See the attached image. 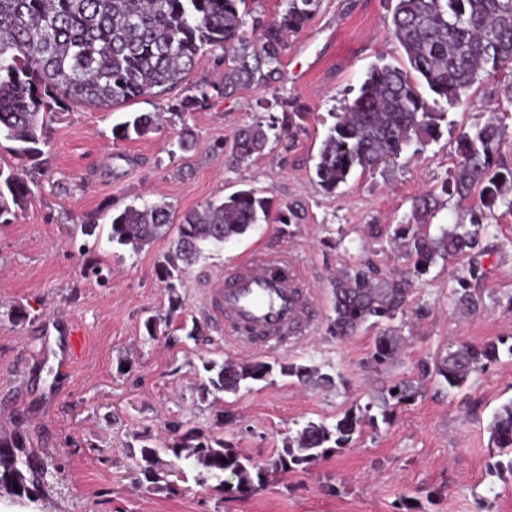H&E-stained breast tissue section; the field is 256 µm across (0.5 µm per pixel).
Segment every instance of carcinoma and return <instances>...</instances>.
Masks as SVG:
<instances>
[{
    "label": "carcinoma",
    "mask_w": 512,
    "mask_h": 512,
    "mask_svg": "<svg viewBox=\"0 0 512 512\" xmlns=\"http://www.w3.org/2000/svg\"><path fill=\"white\" fill-rule=\"evenodd\" d=\"M390 32L406 53L409 68L375 64L367 72L358 95L333 113L315 165L319 185L327 192L346 183L357 169L374 171L395 162L413 145L438 135L447 117L441 104L458 105L462 96L484 75L507 71L512 82V0H394ZM246 0H0V136L20 143L16 153L40 160L38 145L48 119L72 103L114 107L144 96L167 92L185 80L198 58L221 51L224 75L216 83L201 84L170 106L175 112L203 108L214 96L266 83L279 73L288 38L299 33L317 12L320 0H280L281 10L267 21L251 17ZM424 85L434 95L419 91ZM300 112L268 115L265 122L239 130L233 154L248 162L275 138L292 135ZM155 117L129 113L112 134L120 140L143 137L154 129ZM503 132L491 123L461 131L456 151L460 167L452 187L463 198L478 191L481 207L471 211L470 224L482 227L499 203L512 207V168L497 162ZM32 191L28 178L0 168V219L24 208ZM272 200L253 189L239 190L219 202H208L172 224L165 205L128 206L112 215L110 240L137 252L168 231L176 230L172 251L159 266L164 280L180 267L190 266L203 246H220L244 235L258 221L268 219ZM433 207L423 199L413 206V223L399 226L395 238L405 241L413 257V274L423 276L437 259L465 256L479 247L478 233L456 224L431 237L419 231ZM457 273L460 289L455 304L469 305L466 276ZM333 317L330 333L346 338L369 320L392 324L403 314L407 280L378 278L373 268L346 270L331 282ZM398 337L388 330L376 338L371 359L383 364L395 354ZM495 343L459 344L429 371L450 388H461L468 377L496 359ZM212 373L201 384L202 401L219 393H234L242 383L262 381L271 372L266 362L236 364L209 361ZM280 373L299 381L333 379L306 365L280 366ZM382 416L390 414L416 393L406 381L391 387ZM372 415L346 413L332 427L306 423L297 436L264 464H255L224 443L194 429L173 428L161 445L144 444L135 458L136 480L152 491L177 495L186 475L175 466L160 464V453L189 461L199 485L212 484L220 492L255 491L270 472L305 469L312 461L348 443ZM490 440L499 452L512 453V400L501 405L488 424ZM230 472L236 484L224 482ZM51 474L48 464L29 448L20 434L0 437V493L10 497L39 491Z\"/></svg>",
    "instance_id": "1"
}]
</instances>
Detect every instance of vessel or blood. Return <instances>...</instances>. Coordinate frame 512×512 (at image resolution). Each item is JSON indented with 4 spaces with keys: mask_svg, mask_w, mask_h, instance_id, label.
Instances as JSON below:
<instances>
[{
    "mask_svg": "<svg viewBox=\"0 0 512 512\" xmlns=\"http://www.w3.org/2000/svg\"><path fill=\"white\" fill-rule=\"evenodd\" d=\"M206 308L234 345L263 351L307 333L313 301L286 256L263 251L242 261L208 293Z\"/></svg>",
    "mask_w": 512,
    "mask_h": 512,
    "instance_id": "vessel-or-blood-1",
    "label": "vessel or blood"
}]
</instances>
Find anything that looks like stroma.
<instances>
[{
	"mask_svg": "<svg viewBox=\"0 0 512 512\" xmlns=\"http://www.w3.org/2000/svg\"><path fill=\"white\" fill-rule=\"evenodd\" d=\"M391 12L390 0H322L291 38L276 79L198 111L171 112L181 96L175 88L109 109L78 104L54 114L44 147L50 166L26 168L31 201L0 223V435L23 434L38 455L61 462L62 474L38 501L0 497V512H512V471L496 469L500 456L488 431L493 413L512 400V209L496 208L478 254L437 261L414 279L406 312L393 323L400 341L388 363L371 361L382 327L363 326L346 340L328 330L329 282L337 274L359 265L383 277L411 269L393 230L411 223L416 199L441 201L429 235L468 223L478 195L461 200L440 190L459 165L460 129L502 121L498 160L512 167V87L486 76L464 105L448 108L436 141L395 164L354 172L334 192L317 185L314 165L333 112L356 96L372 64L408 65L389 33ZM264 100L304 112L294 141L270 142L263 155L235 162V135L266 119ZM131 112L161 113V124L137 139H114L113 126ZM186 128L194 142L183 150ZM247 188L275 207L299 206L301 222L271 219L205 246L175 276L181 308L174 313L158 276L174 234L134 253L104 231L95 238L81 232L85 224L108 225L130 205L164 203L179 217ZM257 248L287 252L317 298L309 335L258 360L312 366L336 381L302 383L275 372L200 401L205 361L249 358L225 343L205 297L227 267ZM468 265L477 273L469 281L472 304L463 309L454 301L453 273ZM21 309L27 321H17ZM151 317L169 320L152 341L143 329ZM192 325L200 332L190 339ZM494 340L497 360L461 389L418 376L421 365L458 344ZM409 380L416 395L381 418L382 395ZM363 409L376 420L348 446L306 470L270 474L253 493L222 494L190 478L173 496L135 480L131 448L144 438L168 439L177 425L223 436L261 464L307 422L332 425Z\"/></svg>",
	"mask_w": 512,
	"mask_h": 512,
	"instance_id": "35a3bbf8",
	"label": "stroma"
}]
</instances>
